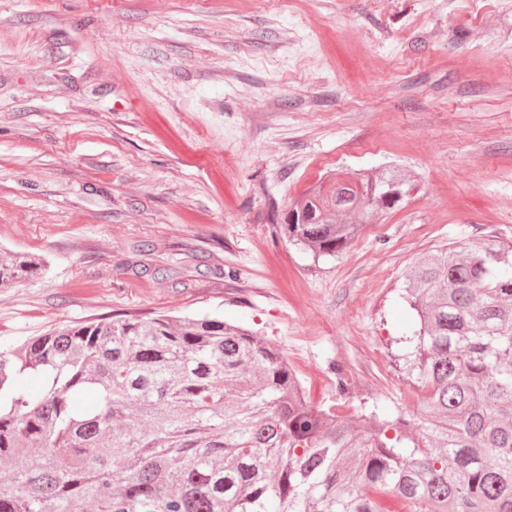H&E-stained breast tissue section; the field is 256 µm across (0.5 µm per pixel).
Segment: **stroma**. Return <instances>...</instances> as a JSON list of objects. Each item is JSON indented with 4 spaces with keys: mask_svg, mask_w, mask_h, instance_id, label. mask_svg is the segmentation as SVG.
Wrapping results in <instances>:
<instances>
[{
    "mask_svg": "<svg viewBox=\"0 0 512 512\" xmlns=\"http://www.w3.org/2000/svg\"><path fill=\"white\" fill-rule=\"evenodd\" d=\"M411 194L319 260L274 215L336 169ZM512 239L505 0H0V346L65 324L217 316L317 409L420 429L395 361L408 267ZM48 262L41 256L5 254L0 258V288H12L36 278L48 270Z\"/></svg>",
    "mask_w": 512,
    "mask_h": 512,
    "instance_id": "1",
    "label": "stroma"
}]
</instances>
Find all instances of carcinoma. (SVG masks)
Segmentation results:
<instances>
[{
  "instance_id": "cac0c4a2",
  "label": "carcinoma",
  "mask_w": 512,
  "mask_h": 512,
  "mask_svg": "<svg viewBox=\"0 0 512 512\" xmlns=\"http://www.w3.org/2000/svg\"><path fill=\"white\" fill-rule=\"evenodd\" d=\"M411 175L338 172L279 218L315 259L399 206ZM48 270L0 258V288ZM420 328L397 339L426 391L418 437L312 407L280 352L222 319L82 322L0 350V512H512V241L408 270Z\"/></svg>"
}]
</instances>
